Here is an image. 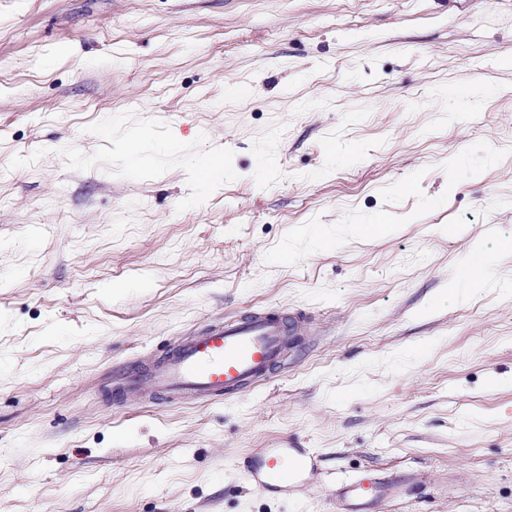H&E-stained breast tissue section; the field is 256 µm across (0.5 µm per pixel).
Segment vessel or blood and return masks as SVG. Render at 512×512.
I'll use <instances>...</instances> for the list:
<instances>
[{"instance_id":"b4317fda","label":"vessel or blood","mask_w":512,"mask_h":512,"mask_svg":"<svg viewBox=\"0 0 512 512\" xmlns=\"http://www.w3.org/2000/svg\"><path fill=\"white\" fill-rule=\"evenodd\" d=\"M291 329L290 317L279 310L212 325L178 342L151 369L124 376L122 383L167 399L219 401L280 368ZM316 470L313 449L282 441L249 462L247 477L262 491L292 498L305 493L304 478ZM406 491L398 481L368 486L349 481L336 495V512H389L390 502Z\"/></svg>"}]
</instances>
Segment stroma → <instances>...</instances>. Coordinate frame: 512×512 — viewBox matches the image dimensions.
Here are the masks:
<instances>
[{"label": "stroma", "mask_w": 512, "mask_h": 512, "mask_svg": "<svg viewBox=\"0 0 512 512\" xmlns=\"http://www.w3.org/2000/svg\"><path fill=\"white\" fill-rule=\"evenodd\" d=\"M509 234L512 0H0V512H512ZM269 309L323 332L246 391L117 388ZM291 447L282 441L250 460L248 479L260 490L286 498L305 493V476L318 470L316 455L310 448ZM336 495V512H389V503L407 491L404 482H377L365 487L361 481L343 482Z\"/></svg>", "instance_id": "1"}]
</instances>
